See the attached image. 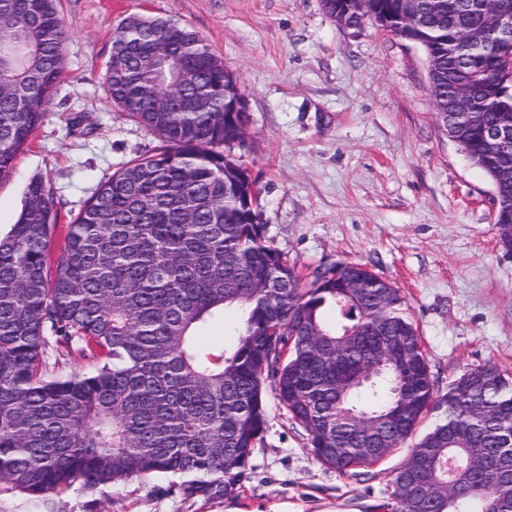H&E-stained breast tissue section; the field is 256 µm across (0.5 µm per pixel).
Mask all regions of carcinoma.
Returning <instances> with one entry per match:
<instances>
[{"instance_id": "obj_1", "label": "carcinoma", "mask_w": 512, "mask_h": 512, "mask_svg": "<svg viewBox=\"0 0 512 512\" xmlns=\"http://www.w3.org/2000/svg\"><path fill=\"white\" fill-rule=\"evenodd\" d=\"M322 3L424 50L439 125L492 180L512 224V146L486 137L512 128V44L491 26L512 0ZM68 37L56 0H0V176L65 78ZM106 82L162 145L97 187L57 252L39 179L0 236V483L41 499L163 474L185 499L230 496L263 441L268 383L315 459L340 474L415 438L392 512H486L492 500L512 512V379L471 369L437 397L398 288L346 262L300 287L266 240L256 180L224 154L249 114L224 109L242 94L223 59L173 19L130 16ZM230 315L229 346L196 343ZM73 356L93 369L62 373ZM430 412L435 423L414 437Z\"/></svg>"}]
</instances>
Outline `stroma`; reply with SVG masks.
Listing matches in <instances>:
<instances>
[{"label":"stroma","mask_w":512,"mask_h":512,"mask_svg":"<svg viewBox=\"0 0 512 512\" xmlns=\"http://www.w3.org/2000/svg\"><path fill=\"white\" fill-rule=\"evenodd\" d=\"M58 9L66 76L0 178L1 233L39 179L54 192L61 245L95 189L159 147L112 101L106 69L126 17L171 18L237 77L250 121L230 154L259 181L271 245L304 279L362 263L399 288L437 393L471 368L512 375V253L499 245L494 186L440 127L419 46L372 24L339 25L322 0H58ZM266 397L267 432L238 495L185 499L154 475L74 487L45 505L2 483L0 512H384L409 447L362 475L336 473L274 392Z\"/></svg>","instance_id":"stroma-1"}]
</instances>
